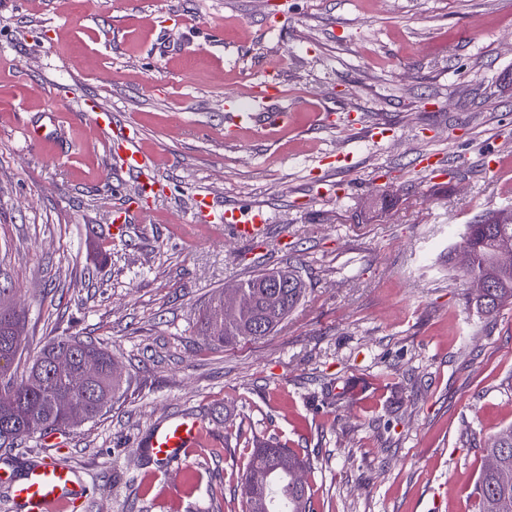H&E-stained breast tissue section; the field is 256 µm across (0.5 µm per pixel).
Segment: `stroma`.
I'll list each match as a JSON object with an SVG mask.
<instances>
[{"label": "stroma", "instance_id": "obj_1", "mask_svg": "<svg viewBox=\"0 0 512 512\" xmlns=\"http://www.w3.org/2000/svg\"><path fill=\"white\" fill-rule=\"evenodd\" d=\"M280 1L0 0L14 373L77 332L127 382L60 449L36 434L0 451V473L54 452L88 489L80 512H245L272 439L309 458L315 512H477L484 447L512 425V307L466 306L459 242L512 208V0H284L285 19ZM231 97L288 123L228 132ZM85 98L139 130L165 188L150 214ZM199 193L262 211L261 252L194 229ZM289 265L309 289L278 330L211 345L209 296ZM187 416L204 447L159 470L141 442Z\"/></svg>", "mask_w": 512, "mask_h": 512}]
</instances>
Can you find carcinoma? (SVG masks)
<instances>
[{"mask_svg":"<svg viewBox=\"0 0 512 512\" xmlns=\"http://www.w3.org/2000/svg\"><path fill=\"white\" fill-rule=\"evenodd\" d=\"M500 213L475 224L466 225L463 249L470 256L468 277L487 276L492 288L481 298L467 297L468 304L485 316L512 306V269L497 265L498 237L512 235V223H499ZM266 273H255L237 282L233 289L239 301L237 318L224 321V294L211 295L198 311L197 322L203 335L218 346L262 338L273 332L296 308L306 292V284L297 271L288 270V284L272 288L265 284ZM23 334V320L17 312L0 317V398L10 399L11 412L0 416V448H12L34 431L66 432L73 428L70 415L79 411L83 420L103 415L119 396L123 381L117 374L111 354L102 346L75 336H59L45 345L24 376L15 379L9 373ZM487 458L497 469L484 468L476 490L478 512H512V481L500 474L512 475V425L502 430L486 448ZM309 462L293 450L270 442L258 441L251 453L243 492L249 512H278L275 493L288 499L290 512H314L310 488L302 477Z\"/></svg>","mask_w":512,"mask_h":512,"instance_id":"carcinoma-1","label":"carcinoma"}]
</instances>
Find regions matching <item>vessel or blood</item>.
Segmentation results:
<instances>
[{
    "label": "vessel or blood",
    "mask_w": 512,
    "mask_h": 512,
    "mask_svg": "<svg viewBox=\"0 0 512 512\" xmlns=\"http://www.w3.org/2000/svg\"><path fill=\"white\" fill-rule=\"evenodd\" d=\"M111 141L121 147L124 165L140 178L142 186L154 191L157 182L149 173V160L131 143L129 134L121 129L114 131ZM222 221L243 241H259L264 234L265 217L259 212L228 209ZM203 431L200 420L182 418L157 426L144 445L150 448L158 464L167 468L182 462L187 449L200 447ZM85 496V485L54 455L46 456L41 465L30 470L14 487V503L19 512H73Z\"/></svg>",
    "instance_id": "obj_1"
}]
</instances>
